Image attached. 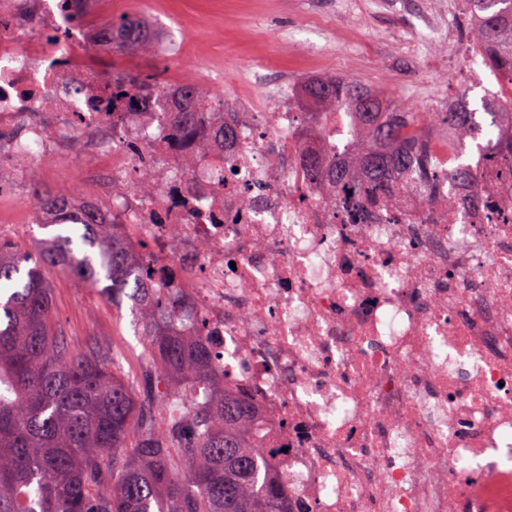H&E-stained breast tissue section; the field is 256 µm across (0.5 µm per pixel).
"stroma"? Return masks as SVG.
<instances>
[{
  "label": "stroma",
  "mask_w": 512,
  "mask_h": 512,
  "mask_svg": "<svg viewBox=\"0 0 512 512\" xmlns=\"http://www.w3.org/2000/svg\"><path fill=\"white\" fill-rule=\"evenodd\" d=\"M349 2V12L341 15L336 0H112L111 11L88 13L79 25L98 28L126 14L141 15L158 31L167 53L139 58V71L187 75L205 86L220 82L232 93L259 60L287 71L289 82H298L308 74L313 45L325 41L333 50L319 62L322 73L362 80L414 108L440 111L465 84L472 87L470 100L476 108L485 92L498 91L496 78L474 56L451 58L437 49L436 65L426 73L409 48L411 21L424 11L465 30L459 0ZM288 29L295 31V41H280L278 32ZM75 165L71 158L14 174L15 201L0 206V213L12 219L5 232L16 234L26 246L51 236L52 228L36 222L30 190L37 185L62 191ZM53 288L54 312L75 351L93 340L142 352L129 304H113L71 278H55Z\"/></svg>",
  "instance_id": "stroma-1"
}]
</instances>
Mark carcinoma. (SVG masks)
Listing matches in <instances>:
<instances>
[{
    "label": "carcinoma",
    "instance_id": "carcinoma-1",
    "mask_svg": "<svg viewBox=\"0 0 512 512\" xmlns=\"http://www.w3.org/2000/svg\"><path fill=\"white\" fill-rule=\"evenodd\" d=\"M88 0H61L72 23ZM476 55L501 76L500 97L512 101V0H463ZM120 51L157 50L146 19L126 15L103 26ZM136 101L150 112L165 97L157 74H135ZM304 132L317 135L336 117V148L345 161L328 170L307 153L308 176L364 202L391 196L415 180L448 199L474 186L484 166L512 180V117L483 101L470 108L463 88L446 112H414L350 76L312 75L296 85ZM176 131L208 126L220 102L188 80ZM447 139L452 164L432 153ZM34 208L49 216L60 194L32 188ZM63 224L33 251L0 235V512H291L276 466L253 437L256 411L224 384L202 336L173 327L175 304L154 287L147 255L125 247L124 224L93 214ZM72 277L137 307L146 347L138 371L123 353L91 342L71 349L53 314L50 277Z\"/></svg>",
    "mask_w": 512,
    "mask_h": 512
}]
</instances>
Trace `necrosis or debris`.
I'll return each instance as SVG.
<instances>
[{
	"label": "necrosis or debris",
	"instance_id": "1",
	"mask_svg": "<svg viewBox=\"0 0 512 512\" xmlns=\"http://www.w3.org/2000/svg\"><path fill=\"white\" fill-rule=\"evenodd\" d=\"M59 0L0 9V173L79 156L67 210L133 225L131 253L211 337L213 367L260 417L291 512H512V184L370 207L309 179L323 149L287 82L276 103L213 87L236 139L173 143L162 110L112 96L110 38L64 34ZM223 168V182L212 173Z\"/></svg>",
	"mask_w": 512,
	"mask_h": 512
}]
</instances>
